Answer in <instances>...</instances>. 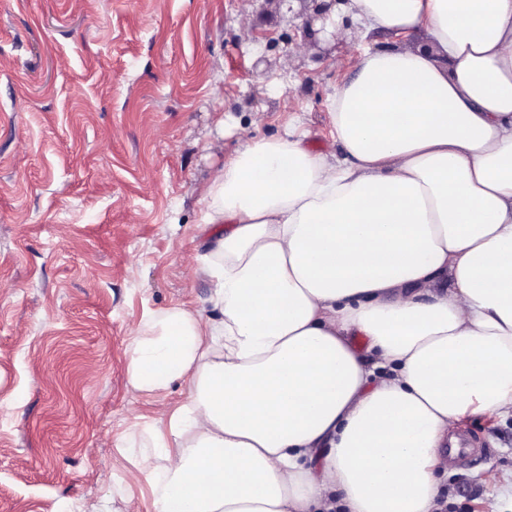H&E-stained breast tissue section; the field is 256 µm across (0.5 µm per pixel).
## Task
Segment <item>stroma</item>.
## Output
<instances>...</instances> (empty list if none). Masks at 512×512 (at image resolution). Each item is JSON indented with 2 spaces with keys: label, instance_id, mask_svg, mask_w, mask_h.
<instances>
[{
  "label": "stroma",
  "instance_id": "stroma-1",
  "mask_svg": "<svg viewBox=\"0 0 512 512\" xmlns=\"http://www.w3.org/2000/svg\"><path fill=\"white\" fill-rule=\"evenodd\" d=\"M312 0H0V512H85L135 470L119 438L166 399L133 392L130 345L195 272L201 192L242 131L341 154L326 99L358 55L303 37ZM442 512H512V415L456 425Z\"/></svg>",
  "mask_w": 512,
  "mask_h": 512
}]
</instances>
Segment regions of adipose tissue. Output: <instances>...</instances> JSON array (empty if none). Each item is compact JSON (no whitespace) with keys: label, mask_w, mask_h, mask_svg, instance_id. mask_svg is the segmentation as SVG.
Instances as JSON below:
<instances>
[{"label":"adipose tissue","mask_w":512,"mask_h":512,"mask_svg":"<svg viewBox=\"0 0 512 512\" xmlns=\"http://www.w3.org/2000/svg\"><path fill=\"white\" fill-rule=\"evenodd\" d=\"M343 156L243 136L205 188L213 314L149 316L123 445L151 512H438L454 424L512 413V0H349Z\"/></svg>","instance_id":"obj_1"}]
</instances>
